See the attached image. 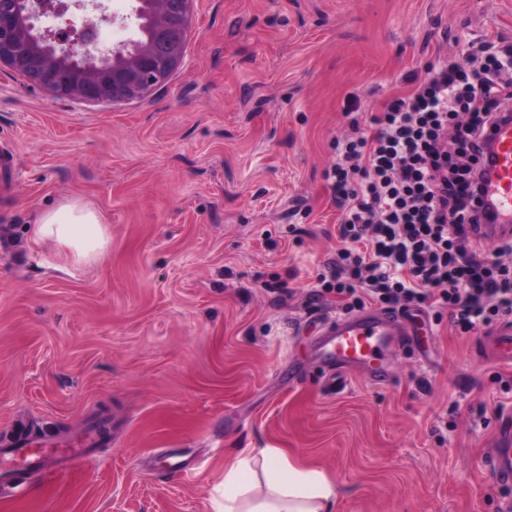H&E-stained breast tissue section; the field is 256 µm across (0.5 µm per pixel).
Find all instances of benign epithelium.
Listing matches in <instances>:
<instances>
[{"instance_id": "7a95c632", "label": "benign epithelium", "mask_w": 512, "mask_h": 512, "mask_svg": "<svg viewBox=\"0 0 512 512\" xmlns=\"http://www.w3.org/2000/svg\"><path fill=\"white\" fill-rule=\"evenodd\" d=\"M65 0H0V67L57 99L141 100L180 68L194 0H133L136 37L108 49L90 32L110 17L92 12L82 25Z\"/></svg>"}]
</instances>
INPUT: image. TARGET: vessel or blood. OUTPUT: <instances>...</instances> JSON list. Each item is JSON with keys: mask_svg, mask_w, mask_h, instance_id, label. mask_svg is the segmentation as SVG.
<instances>
[{"mask_svg": "<svg viewBox=\"0 0 512 512\" xmlns=\"http://www.w3.org/2000/svg\"><path fill=\"white\" fill-rule=\"evenodd\" d=\"M491 150L486 153L484 201L494 216L493 230L499 238H512V123L505 122L489 133ZM415 323L403 313L370 306L324 321L316 338V356L330 383H342L355 374L374 385L392 378L391 362L401 347L417 335ZM481 352L496 366L512 370V319L501 320L484 332ZM95 440L87 432L76 443L47 452L28 447L1 448L0 468H31L52 479L61 462L76 461L89 453ZM486 465L502 482H512V411L501 414L494 445Z\"/></svg>", "mask_w": 512, "mask_h": 512, "instance_id": "1", "label": "vessel or blood"}]
</instances>
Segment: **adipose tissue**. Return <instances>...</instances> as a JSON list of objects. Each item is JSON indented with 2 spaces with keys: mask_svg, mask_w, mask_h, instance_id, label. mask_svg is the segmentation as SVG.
I'll use <instances>...</instances> for the list:
<instances>
[{
  "mask_svg": "<svg viewBox=\"0 0 512 512\" xmlns=\"http://www.w3.org/2000/svg\"><path fill=\"white\" fill-rule=\"evenodd\" d=\"M33 239L69 253L74 261L91 262L110 244L98 213L78 202L42 212ZM339 488L319 469L292 463L277 448L239 455L224 472V497L214 512H332Z\"/></svg>",
  "mask_w": 512,
  "mask_h": 512,
  "instance_id": "1",
  "label": "adipose tissue"
}]
</instances>
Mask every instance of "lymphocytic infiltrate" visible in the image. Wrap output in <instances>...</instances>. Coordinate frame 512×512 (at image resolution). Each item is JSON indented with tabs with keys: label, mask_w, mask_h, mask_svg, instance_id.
Listing matches in <instances>:
<instances>
[{
	"label": "lymphocytic infiltrate",
	"mask_w": 512,
	"mask_h": 512,
	"mask_svg": "<svg viewBox=\"0 0 512 512\" xmlns=\"http://www.w3.org/2000/svg\"><path fill=\"white\" fill-rule=\"evenodd\" d=\"M492 44L414 77L408 94L362 120L347 101L349 130L336 140L333 200L342 243L320 278L345 309L448 310L464 333L512 315V240L473 246L483 185L479 144L512 98Z\"/></svg>",
	"instance_id": "lymphocytic-infiltrate-1"
}]
</instances>
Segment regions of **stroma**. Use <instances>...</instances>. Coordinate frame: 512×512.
Here are the masks:
<instances>
[{"mask_svg":"<svg viewBox=\"0 0 512 512\" xmlns=\"http://www.w3.org/2000/svg\"><path fill=\"white\" fill-rule=\"evenodd\" d=\"M488 42L512 44V0H196L182 68L144 99H56L1 68L0 439H111L0 481V512H212L244 448L323 471L335 512H500L512 484L485 457L512 392L479 331L424 311L388 384L331 391L314 333L343 304L311 297L348 97L379 112ZM67 200L106 224L102 259L34 242Z\"/></svg>","mask_w":512,"mask_h":512,"instance_id":"35a3bbf8","label":"stroma"}]
</instances>
